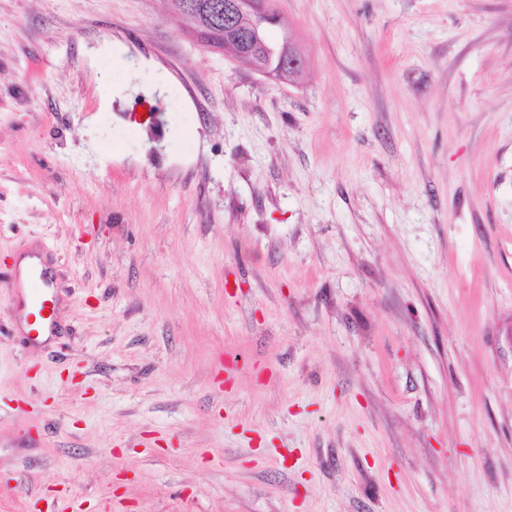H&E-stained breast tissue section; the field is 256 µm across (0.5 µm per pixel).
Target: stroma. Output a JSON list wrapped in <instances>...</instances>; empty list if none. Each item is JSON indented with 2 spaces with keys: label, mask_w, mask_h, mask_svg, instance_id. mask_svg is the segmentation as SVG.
<instances>
[{
  "label": "stroma",
  "mask_w": 512,
  "mask_h": 512,
  "mask_svg": "<svg viewBox=\"0 0 512 512\" xmlns=\"http://www.w3.org/2000/svg\"><path fill=\"white\" fill-rule=\"evenodd\" d=\"M276 6L0 0V512H512V0ZM221 3L218 8H222V21L223 25L219 26L218 32L208 33L201 31L204 36L205 42L213 47H224L236 49L237 45L235 39L229 35V39H224V26L230 27H243L252 31L254 52L248 53L241 50L233 52L235 58L242 63L250 66L252 69L268 74L265 69L256 63V57L259 55L262 48L265 47V37L263 33L269 32L270 27L277 25L283 32H286L282 41L278 43L283 57V66L281 72L284 70L301 72L305 67V59L303 55L291 45V37L283 26L282 17L277 9L273 6L271 0H241L236 5L235 15H224V1L225 0H209ZM285 71V72H288ZM27 265L18 266L10 278L9 287L16 297L24 324V339L28 344H41L43 336L55 334L58 290L33 258Z\"/></svg>",
  "instance_id": "obj_1"
}]
</instances>
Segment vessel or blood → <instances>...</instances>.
Returning <instances> with one entry per match:
<instances>
[{"label": "vessel or blood", "mask_w": 512, "mask_h": 512, "mask_svg": "<svg viewBox=\"0 0 512 512\" xmlns=\"http://www.w3.org/2000/svg\"><path fill=\"white\" fill-rule=\"evenodd\" d=\"M24 324L26 343L35 345L54 335L59 305L58 290L37 262L16 268L10 279Z\"/></svg>", "instance_id": "vessel-or-blood-1"}]
</instances>
